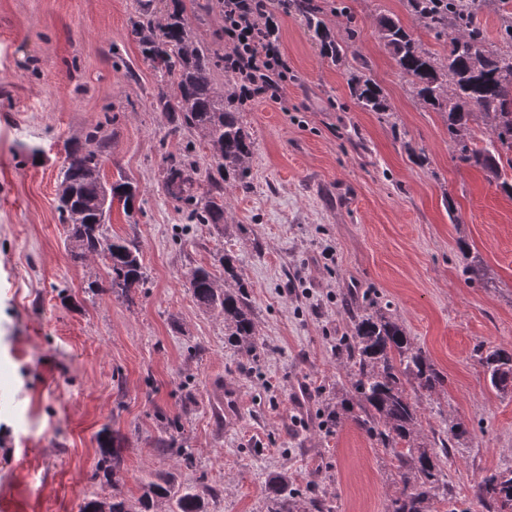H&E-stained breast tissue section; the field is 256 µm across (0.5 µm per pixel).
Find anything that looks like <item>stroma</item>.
I'll list each match as a JSON object with an SVG mask.
<instances>
[{
    "instance_id": "35a3bbf8",
    "label": "stroma",
    "mask_w": 512,
    "mask_h": 512,
    "mask_svg": "<svg viewBox=\"0 0 512 512\" xmlns=\"http://www.w3.org/2000/svg\"><path fill=\"white\" fill-rule=\"evenodd\" d=\"M185 0L196 38L224 43L219 0ZM333 40L368 61L389 111L351 96L346 67L326 56L301 13L282 21L290 74L287 111L240 104L254 141L249 187L224 188L228 231L190 224L167 198L164 159L210 153L199 133L154 108L158 81L131 34L139 0H0V507L80 512L99 494L98 434L123 442L118 488L139 497L173 472L216 488L208 512H266L270 479L288 478L332 512H387L389 451L355 425L328 427L327 403L350 386L336 344L350 306L389 305L445 377L422 398L431 430L462 421L445 478L459 504L482 477L512 471V392L491 388L478 355L512 348V197L462 161L445 113L413 95L376 34L399 18L445 56L407 0H321ZM98 134L105 182L138 187L133 217L112 208V231L139 242L148 279L133 304L116 299L99 258L64 244L56 210L70 144ZM234 255L264 343L248 361L224 340L187 283ZM489 284L471 280V257ZM71 304H62L60 287ZM224 383L223 416L210 385ZM179 419L193 468L160 452L159 424Z\"/></svg>"
}]
</instances>
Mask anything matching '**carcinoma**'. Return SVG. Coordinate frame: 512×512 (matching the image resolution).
<instances>
[{
    "mask_svg": "<svg viewBox=\"0 0 512 512\" xmlns=\"http://www.w3.org/2000/svg\"><path fill=\"white\" fill-rule=\"evenodd\" d=\"M153 0L140 4L139 20L132 26L144 60L161 74L155 107L165 113L175 129L196 131L205 139L211 164L206 170V190L200 189L197 160L181 154L167 158L164 189L167 196L189 209L197 224L224 226V183L235 177L241 188L253 161V140L243 126L230 93L213 87L212 73L224 63L211 48L193 36L184 0H170L161 22L153 19ZM410 0V10L438 35L454 32L448 55L438 62L391 17L381 16L376 28L400 71L411 80L423 104L448 114V135L460 157L494 179L512 197V49L487 47L477 0ZM310 30L326 54L337 63L346 61L349 46L330 39L321 12L307 5ZM349 88L362 109L386 112L389 106L372 78L369 65L354 58ZM482 118L489 126L482 145L474 143L472 123ZM104 144L95 149L76 145L70 149L58 187L59 215L68 225L67 241L75 256L99 257L116 297L134 301L146 281V270L135 240L109 232L113 204L124 214L134 209L137 189L127 180L107 185L101 176ZM224 283L211 271L197 266L188 274L197 305L224 318V339L241 356L255 360L263 350L260 331L251 311L244 279L231 255L220 258ZM336 355L351 386V396L327 404V422L341 429L352 423L377 444L391 450L397 471L387 512H433L440 501L450 512L453 495L444 480L443 464L455 442L469 434L461 422L448 426V438L428 444L419 395L428 397L444 386V376L426 353L407 336L399 319L380 308H365L352 315L351 334L336 345ZM491 386L504 391L512 385V351L494 348L479 356ZM122 449L102 436L95 477L112 493L95 496L81 512H207L205 494L183 486L168 473L142 485L132 502L118 490L115 478ZM474 497L488 512H512V471L483 478ZM268 512H308L304 500L281 477L275 481Z\"/></svg>",
    "mask_w": 512,
    "mask_h": 512,
    "instance_id": "carcinoma-1",
    "label": "carcinoma"
}]
</instances>
